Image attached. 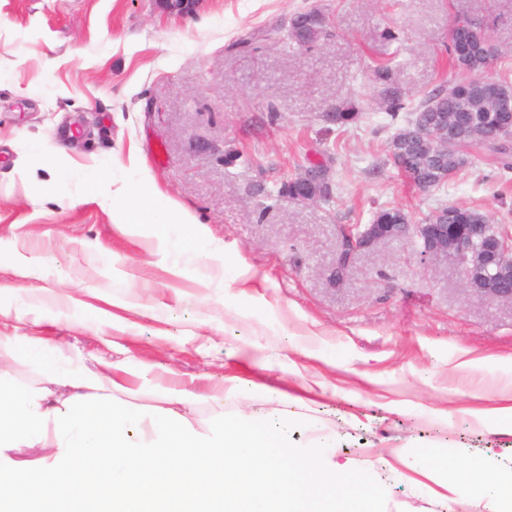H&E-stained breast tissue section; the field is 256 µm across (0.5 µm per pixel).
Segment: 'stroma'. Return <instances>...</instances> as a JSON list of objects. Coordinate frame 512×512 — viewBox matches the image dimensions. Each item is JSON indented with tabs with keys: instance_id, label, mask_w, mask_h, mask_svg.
<instances>
[{
	"instance_id": "1",
	"label": "stroma",
	"mask_w": 512,
	"mask_h": 512,
	"mask_svg": "<svg viewBox=\"0 0 512 512\" xmlns=\"http://www.w3.org/2000/svg\"><path fill=\"white\" fill-rule=\"evenodd\" d=\"M497 17L512 49V0H205L194 17L152 0H0V285L22 312L0 313V336L39 337L92 369L148 367L137 404L155 403L168 372L199 390L226 383L223 406L198 420H287L288 445L322 446L325 465L370 470V512H488L461 484L481 462L490 492L512 485V304L467 292L455 262L423 260L409 240L355 256L332 276L340 224L383 207L421 223L437 207H475L512 233V172L485 161L422 191L390 161L407 113L381 111L368 70L388 64L404 92L459 78L448 65L455 13ZM321 7L327 34L311 50L285 43L296 12ZM400 28L397 40L380 33ZM355 103L358 123L331 111ZM69 168L121 165L223 244L198 277L173 276L157 237L112 219V188L43 184ZM236 156L225 163V153ZM327 167L330 200L283 195L289 179ZM39 261L23 276L19 257ZM245 269L223 285L222 263ZM129 273L130 308L112 303V271ZM235 305H224L225 297ZM105 312L96 327L68 322ZM290 395L289 416L267 388ZM432 446L436 467H411Z\"/></svg>"
}]
</instances>
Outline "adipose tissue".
<instances>
[{
    "label": "adipose tissue",
    "instance_id": "1",
    "mask_svg": "<svg viewBox=\"0 0 512 512\" xmlns=\"http://www.w3.org/2000/svg\"><path fill=\"white\" fill-rule=\"evenodd\" d=\"M88 181L117 183L118 223L162 228L173 275L220 251L159 193L142 195L133 175L102 170ZM18 361L39 371L40 386L8 382ZM129 370L91 373L43 340L0 336V512H353L342 487L370 488L365 474L324 470L317 449L287 450L267 423L195 424L186 410L198 396L176 379L157 384L152 408L115 401L116 375ZM18 448L41 456L9 458Z\"/></svg>",
    "mask_w": 512,
    "mask_h": 512
}]
</instances>
